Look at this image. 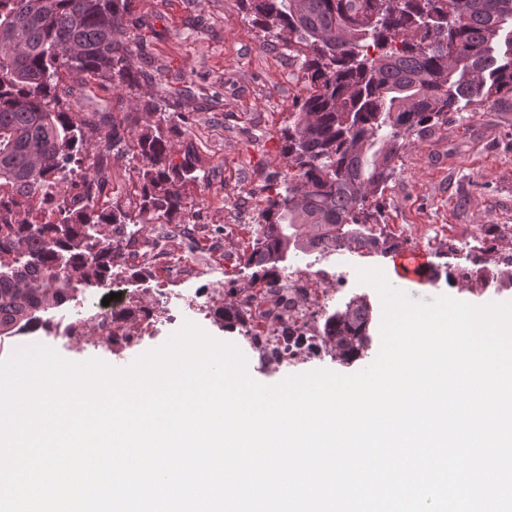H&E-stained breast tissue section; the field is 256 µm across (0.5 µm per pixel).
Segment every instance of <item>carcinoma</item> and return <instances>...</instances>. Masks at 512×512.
I'll return each instance as SVG.
<instances>
[{
	"instance_id": "carcinoma-1",
	"label": "carcinoma",
	"mask_w": 512,
	"mask_h": 512,
	"mask_svg": "<svg viewBox=\"0 0 512 512\" xmlns=\"http://www.w3.org/2000/svg\"><path fill=\"white\" fill-rule=\"evenodd\" d=\"M131 0H0V191L30 205L52 204V224L0 201V338L43 325L41 314L112 276L117 246L108 227L168 220L191 201L189 184L206 172L193 146L171 157L170 133L188 112L182 75L160 71L158 114L118 123L108 112H72L61 73H80L117 89L138 83L129 61L149 56L128 31L146 25ZM263 31L301 61L303 87L283 131L288 175L270 185L243 249L254 278L275 275L293 251L352 249L365 241L372 198L383 191L412 136L469 106L512 100V0H241ZM132 152L139 209L93 203L110 181L113 153ZM371 304L358 297L327 315L323 339L351 362L370 342Z\"/></svg>"
}]
</instances>
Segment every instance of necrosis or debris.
Segmentation results:
<instances>
[{"mask_svg": "<svg viewBox=\"0 0 512 512\" xmlns=\"http://www.w3.org/2000/svg\"><path fill=\"white\" fill-rule=\"evenodd\" d=\"M233 230L230 224L220 234L211 225L198 222L160 224L147 250L129 230H121L117 239L128 266L151 261L161 271L153 290L155 306L145 314L136 311L133 300L120 299L111 308L94 311L91 295L77 294L73 306L79 316L65 323L66 338L81 336L86 344L96 345L118 334L125 346L132 347L156 339L176 321L205 320L210 302L207 289L200 286L204 267L196 245L207 243L212 254L223 255L225 268H237L240 257L225 251V236ZM371 231L397 246L441 255L449 280L467 282L472 292L495 294L512 289V252L503 247L505 236L512 234L511 225H484L465 235L443 232L437 224H375ZM331 275L339 281L346 278L340 270L331 274L304 265L279 271L269 285L238 291L244 318L242 344L264 370L277 374L328 357L321 325L335 305L323 287Z\"/></svg>", "mask_w": 512, "mask_h": 512, "instance_id": "obj_1", "label": "necrosis or debris"}]
</instances>
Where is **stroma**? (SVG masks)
Listing matches in <instances>:
<instances>
[{
    "label": "stroma",
    "instance_id": "35a3bbf8",
    "mask_svg": "<svg viewBox=\"0 0 512 512\" xmlns=\"http://www.w3.org/2000/svg\"><path fill=\"white\" fill-rule=\"evenodd\" d=\"M132 11L146 24L131 30L130 36L148 43L154 57L150 65L132 57L133 69L142 76L139 85L115 90L98 80L87 93L76 76L69 81L71 101L102 104L119 122L126 113L141 111L152 97L154 88L144 77L149 67L183 72L191 80L185 109L191 112L192 122L174 137V154L182 156L184 146L194 144L208 180L187 186L193 205L175 215L174 223L187 224L200 217L209 224H223L225 209L235 201L228 197L211 204L209 190L229 175L253 187L257 206H264L266 184L283 180L288 172L281 154V131L303 85L299 60L289 57L287 50L265 45L263 32L251 22L240 0H132ZM376 203L382 224H445L453 231L470 224L512 225V107L466 110L425 137L412 139ZM306 260L316 267L347 271L348 288L367 296L373 320L367 358L348 366L316 359L300 370L356 373L376 358L382 321L380 296L372 286L359 283L358 271L379 268L392 286H400L401 281L390 258L380 255L363 258L348 252H314ZM253 275V269L246 267L212 273V280L222 283L224 291L201 324L206 333L238 343L239 331L227 328L219 313L231 302L234 290ZM153 347L150 341L132 348L81 346L65 339L54 344L66 360L99 358L113 366L132 363Z\"/></svg>",
    "mask_w": 512,
    "mask_h": 512
}]
</instances>
